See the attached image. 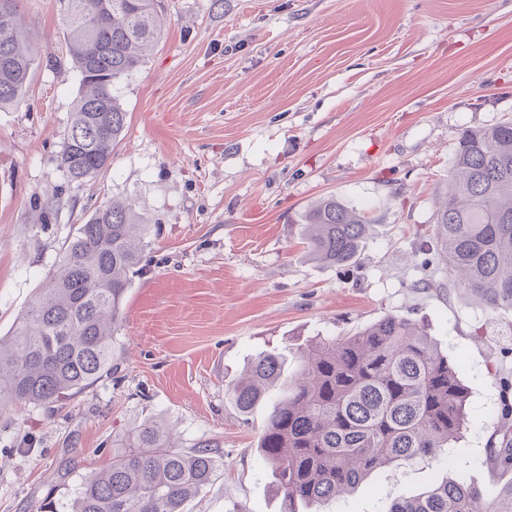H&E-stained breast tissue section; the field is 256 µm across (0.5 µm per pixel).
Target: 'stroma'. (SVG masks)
I'll use <instances>...</instances> for the list:
<instances>
[{"label":"stroma","mask_w":512,"mask_h":512,"mask_svg":"<svg viewBox=\"0 0 512 512\" xmlns=\"http://www.w3.org/2000/svg\"><path fill=\"white\" fill-rule=\"evenodd\" d=\"M162 38L113 87L126 114L106 170L69 183L57 157L79 91L62 0H19L39 51L0 111V336L78 224L136 200L152 243L123 304L112 374L63 409L0 407V512L62 504L148 419L219 468L185 512H281L257 447L267 409L225 391L262 350L352 335L396 314L461 361L449 458L389 466L302 512H384L445 475L492 491L490 424L512 386V310L488 317L431 260L437 202L464 131L512 119V0H163ZM336 196L371 225L360 264L306 254L300 219Z\"/></svg>","instance_id":"stroma-1"}]
</instances>
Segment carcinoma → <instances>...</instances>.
<instances>
[{"mask_svg": "<svg viewBox=\"0 0 512 512\" xmlns=\"http://www.w3.org/2000/svg\"><path fill=\"white\" fill-rule=\"evenodd\" d=\"M68 49L80 77L58 166L82 184L112 160L126 122L113 85L139 68L161 35L159 0H64ZM38 63L18 0H0V110L19 104ZM312 260H358L370 224L329 196L302 215ZM151 224L131 200L101 204L78 225L60 267L8 336H0V400L34 406L68 401L112 373V336L125 293L150 244ZM439 260L456 288L489 313L512 309V120L463 133L433 228ZM300 371L284 377L280 349L250 359L225 391L242 416L269 405L258 451L282 495V512L328 502L370 475L435 459L461 438L469 391L425 326L388 314L352 336H316L298 351ZM107 468L80 482L67 512H184L212 483L210 445L170 444L155 420L137 426ZM484 463L512 471V410L492 423ZM384 512H512V481L487 497L461 476Z\"/></svg>", "mask_w": 512, "mask_h": 512, "instance_id": "obj_1", "label": "carcinoma"}]
</instances>
